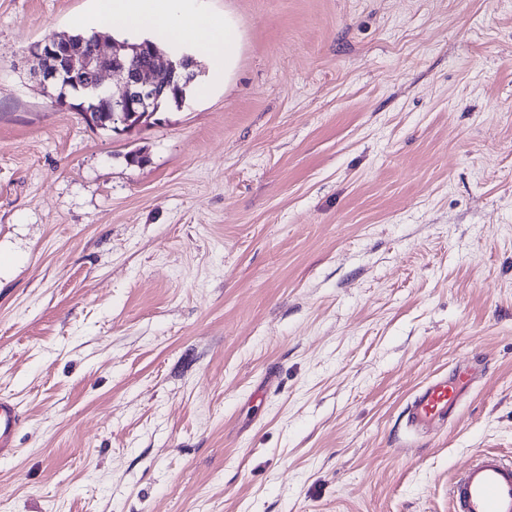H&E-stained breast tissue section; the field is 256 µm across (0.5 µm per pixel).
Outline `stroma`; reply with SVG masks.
Returning <instances> with one entry per match:
<instances>
[{
  "label": "stroma",
  "instance_id": "stroma-1",
  "mask_svg": "<svg viewBox=\"0 0 512 512\" xmlns=\"http://www.w3.org/2000/svg\"><path fill=\"white\" fill-rule=\"evenodd\" d=\"M204 2L234 68L118 135L24 61L91 0H0V512H453L512 462V0ZM472 366H459L452 374L428 379L414 394L404 413L408 427L428 431L448 423L464 390L473 382ZM22 413L10 398L0 397V460L8 459L14 451V438L22 423ZM454 512H512V465L487 451L452 484Z\"/></svg>",
  "mask_w": 512,
  "mask_h": 512
}]
</instances>
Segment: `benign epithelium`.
Instances as JSON below:
<instances>
[{
	"label": "benign epithelium",
	"instance_id": "1",
	"mask_svg": "<svg viewBox=\"0 0 512 512\" xmlns=\"http://www.w3.org/2000/svg\"><path fill=\"white\" fill-rule=\"evenodd\" d=\"M27 52L38 61L34 75L52 103L69 105L68 88L81 94L80 111L95 129L102 124V112L122 119L127 113L159 111L168 80L189 63L186 55L166 57L156 51L150 67L135 70L120 61V50L115 47L107 53L97 47L86 53L82 45L58 37L35 42ZM106 74L119 76L118 90L104 84Z\"/></svg>",
	"mask_w": 512,
	"mask_h": 512
}]
</instances>
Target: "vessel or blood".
I'll use <instances>...</instances> for the list:
<instances>
[{"label":"vessel or blood","mask_w":512,"mask_h":512,"mask_svg":"<svg viewBox=\"0 0 512 512\" xmlns=\"http://www.w3.org/2000/svg\"><path fill=\"white\" fill-rule=\"evenodd\" d=\"M473 380V369L469 366L428 379L404 410L407 426L427 431L446 425ZM22 420L17 404L10 398L0 397L1 461L12 455ZM450 497L454 512H512V465L494 452L483 453L453 483Z\"/></svg>","instance_id":"obj_1"}]
</instances>
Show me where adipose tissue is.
<instances>
[{
  "instance_id": "ef3b65f1",
  "label": "adipose tissue",
  "mask_w": 512,
  "mask_h": 512,
  "mask_svg": "<svg viewBox=\"0 0 512 512\" xmlns=\"http://www.w3.org/2000/svg\"><path fill=\"white\" fill-rule=\"evenodd\" d=\"M74 23L87 32L129 27L140 38L162 36L176 52L208 61L217 76L230 69L240 43L236 28L202 0H93Z\"/></svg>"
}]
</instances>
